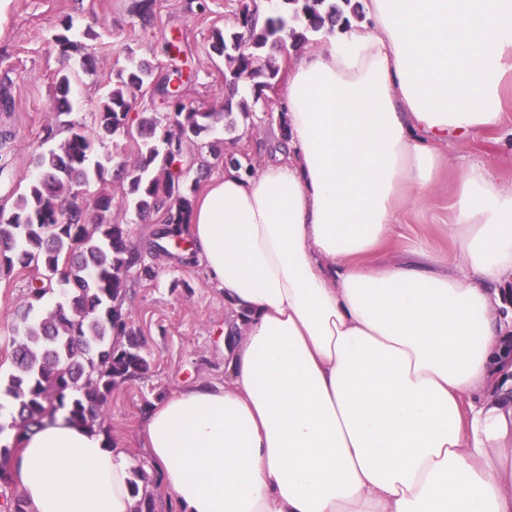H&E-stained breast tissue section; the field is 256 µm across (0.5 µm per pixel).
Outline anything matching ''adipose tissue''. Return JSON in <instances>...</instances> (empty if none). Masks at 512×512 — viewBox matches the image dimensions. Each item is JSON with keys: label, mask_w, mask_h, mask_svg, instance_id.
<instances>
[{"label": "adipose tissue", "mask_w": 512, "mask_h": 512, "mask_svg": "<svg viewBox=\"0 0 512 512\" xmlns=\"http://www.w3.org/2000/svg\"><path fill=\"white\" fill-rule=\"evenodd\" d=\"M366 23L294 51L288 127L258 175L188 215L235 321L224 379L141 427L179 512H512V183L462 170L453 253L381 260L450 141L508 119L512 0H364ZM31 512H133L129 454L61 415L12 460Z\"/></svg>", "instance_id": "1"}]
</instances>
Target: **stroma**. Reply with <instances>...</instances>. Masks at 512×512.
<instances>
[{
  "label": "stroma",
  "mask_w": 512,
  "mask_h": 512,
  "mask_svg": "<svg viewBox=\"0 0 512 512\" xmlns=\"http://www.w3.org/2000/svg\"><path fill=\"white\" fill-rule=\"evenodd\" d=\"M244 0H157L156 20L141 27L131 13L132 0H14L9 19L0 26V133H10V148L0 150V205L14 201L20 183L32 176V155L41 146L44 129L54 123L57 70L73 71L71 117L91 123L92 114L112 84L117 69L129 55L156 66L169 62L164 43L179 36L187 53L190 79L186 86L189 105L223 111L228 99L224 59L212 49L214 30H229L236 23ZM71 19L77 32L93 30L97 37L87 50L95 55L94 71L79 69L78 54L62 56L54 36L63 19ZM285 92L284 80L274 91L254 99L248 80L238 84V98L251 100L249 116L233 112V127L216 125L197 143L187 146L186 179L205 187L210 177L224 173V157L236 154L240 161L261 165L262 148L281 138L273 119ZM450 168L422 204L409 207L393 244L402 251L435 248L452 251L445 225L451 201L450 185L463 165L481 162L502 179L512 180V158L492 143L460 141L449 144ZM153 280L129 279L123 309L141 333L150 364L140 379L124 383L112 392L101 432L108 442L124 448L134 467L150 469L140 441L142 420L162 398L199 380L223 381L224 296L209 282L200 263L189 265L164 255L156 261ZM29 271L15 270L0 278V375L13 370L12 337L18 314L28 300Z\"/></svg>",
  "instance_id": "obj_1"
}]
</instances>
